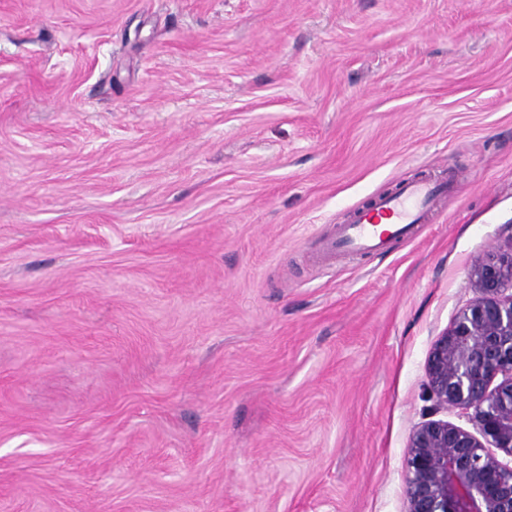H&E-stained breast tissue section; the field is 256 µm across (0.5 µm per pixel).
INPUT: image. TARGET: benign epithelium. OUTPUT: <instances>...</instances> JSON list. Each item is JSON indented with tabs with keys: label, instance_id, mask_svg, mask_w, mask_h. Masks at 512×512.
I'll return each instance as SVG.
<instances>
[{
	"label": "benign epithelium",
	"instance_id": "7a95c632",
	"mask_svg": "<svg viewBox=\"0 0 512 512\" xmlns=\"http://www.w3.org/2000/svg\"><path fill=\"white\" fill-rule=\"evenodd\" d=\"M476 295L436 340L426 366L434 413L473 422L478 435L431 420L409 438L408 512H512V230L479 257Z\"/></svg>",
	"mask_w": 512,
	"mask_h": 512
}]
</instances>
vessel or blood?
Segmentation results:
<instances>
[{
    "label": "vessel or blood",
    "mask_w": 512,
    "mask_h": 512,
    "mask_svg": "<svg viewBox=\"0 0 512 512\" xmlns=\"http://www.w3.org/2000/svg\"><path fill=\"white\" fill-rule=\"evenodd\" d=\"M454 179L421 180L403 184L391 195L377 197L373 205L354 211L350 223L339 225L329 243L332 254H381L396 237L409 236L414 225L424 223L437 199L454 187Z\"/></svg>",
    "instance_id": "obj_1"
}]
</instances>
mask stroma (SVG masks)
I'll return each mask as SVG.
<instances>
[{"mask_svg":"<svg viewBox=\"0 0 512 512\" xmlns=\"http://www.w3.org/2000/svg\"><path fill=\"white\" fill-rule=\"evenodd\" d=\"M511 228L512 0H0V512H407ZM455 175L433 183L427 179L404 183L391 195L378 196L367 209L354 211L349 224H340L329 243L330 254H382L395 237H407L416 224L432 214L437 199L451 191Z\"/></svg>","mask_w":512,"mask_h":512,"instance_id":"stroma-1","label":"stroma"}]
</instances>
